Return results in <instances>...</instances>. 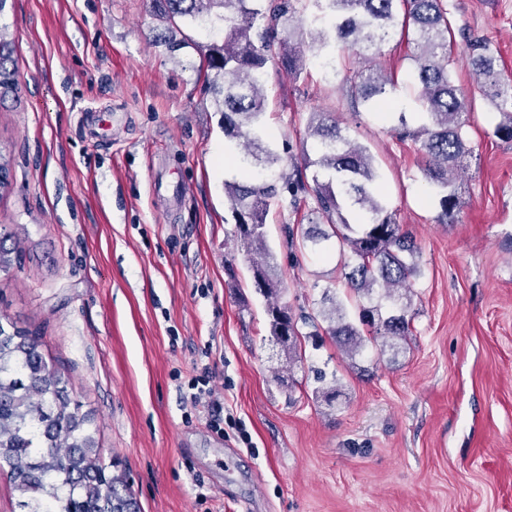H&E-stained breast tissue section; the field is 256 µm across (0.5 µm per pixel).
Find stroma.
Here are the masks:
<instances>
[{"instance_id":"1","label":"stroma","mask_w":512,"mask_h":512,"mask_svg":"<svg viewBox=\"0 0 512 512\" xmlns=\"http://www.w3.org/2000/svg\"><path fill=\"white\" fill-rule=\"evenodd\" d=\"M455 30L489 44L512 78V0H448ZM17 98L0 102L12 179L0 225L12 265L0 271V317L37 336L91 418L142 512H512V143L470 76L473 152L456 183L457 221L438 206L398 113L424 119L412 44L394 36L378 62L393 75L392 112H354L337 45L335 75L307 58L299 77L270 69L265 120L302 141L311 113H335L367 147L382 193L419 248L405 349L347 358L328 336L302 339L283 371L265 300L226 224L215 162L226 145L199 73L207 39L169 55L147 0H6ZM299 214L271 208L266 243L292 311L347 290L337 254L287 247ZM338 380L331 409L314 369ZM212 386L221 422L186 401Z\"/></svg>"}]
</instances>
